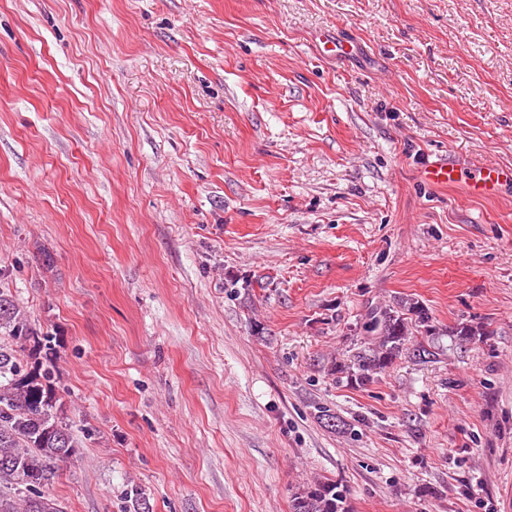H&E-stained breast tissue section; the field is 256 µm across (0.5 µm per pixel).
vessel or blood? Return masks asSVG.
Wrapping results in <instances>:
<instances>
[{
    "mask_svg": "<svg viewBox=\"0 0 512 512\" xmlns=\"http://www.w3.org/2000/svg\"><path fill=\"white\" fill-rule=\"evenodd\" d=\"M420 172L423 178L436 185H460L476 197L495 196L502 187L512 184V166L498 165L469 170L450 159L437 157L426 161Z\"/></svg>",
    "mask_w": 512,
    "mask_h": 512,
    "instance_id": "b4317fda",
    "label": "vessel or blood"
}]
</instances>
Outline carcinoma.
I'll list each match as a JSON object with an SVG mask.
<instances>
[{"mask_svg": "<svg viewBox=\"0 0 512 512\" xmlns=\"http://www.w3.org/2000/svg\"><path fill=\"white\" fill-rule=\"evenodd\" d=\"M4 280L0 270V335H7L0 341V512H63L43 487L56 462L77 456L82 441L64 417L54 385L55 336L29 321ZM360 329V345L329 368L339 381L367 386L403 357L426 362L437 355L434 344L423 342L436 335L432 315L416 299L369 307ZM448 335L471 342L490 332L460 322ZM125 498L131 502L127 512H149L140 489L128 490ZM291 512H346L343 491L335 484L298 491Z\"/></svg>", "mask_w": 512, "mask_h": 512, "instance_id": "cac0c4a2", "label": "carcinoma"}]
</instances>
